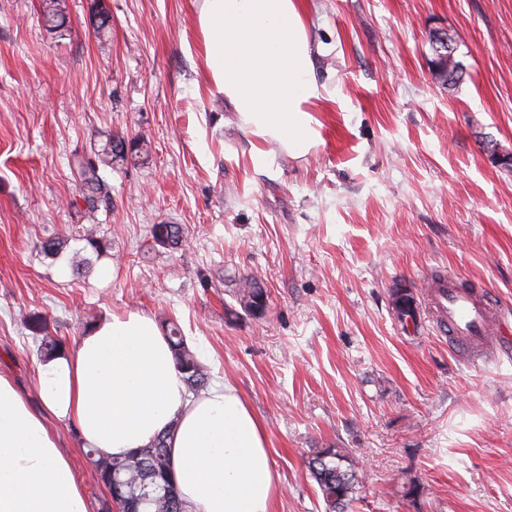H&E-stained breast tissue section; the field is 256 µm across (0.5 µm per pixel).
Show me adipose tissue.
<instances>
[{
    "label": "adipose tissue",
    "mask_w": 512,
    "mask_h": 512,
    "mask_svg": "<svg viewBox=\"0 0 512 512\" xmlns=\"http://www.w3.org/2000/svg\"><path fill=\"white\" fill-rule=\"evenodd\" d=\"M197 28L206 81L254 137L255 164L275 149L301 156L318 144L311 110L325 86L302 0H197ZM38 392L37 409L0 373V512H87L48 413L104 457L168 434L187 512H272L277 474L263 422L228 383L187 397L150 315H113L81 332L41 363Z\"/></svg>",
    "instance_id": "obj_1"
}]
</instances>
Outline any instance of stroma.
I'll return each instance as SVG.
<instances>
[{
    "instance_id": "obj_1",
    "label": "stroma",
    "mask_w": 512,
    "mask_h": 512,
    "mask_svg": "<svg viewBox=\"0 0 512 512\" xmlns=\"http://www.w3.org/2000/svg\"><path fill=\"white\" fill-rule=\"evenodd\" d=\"M303 2L321 140L259 166L206 85L196 0H103V37L94 0H65L63 37L41 0H0V369L37 400L29 313L70 342L141 311L176 322L265 423L274 512H325L308 461L329 447L356 463L350 512H512V349L473 363L395 310L397 290L419 300L450 274L512 328V0ZM441 29L454 85L429 70ZM140 133L147 158L105 169L112 201L87 214L68 157ZM155 224L186 246L158 245ZM49 237L67 243L54 259ZM248 275L263 315L232 295ZM49 426L88 512H107L73 426ZM152 235L158 244L169 248H180L184 242L182 230L177 224H155Z\"/></svg>"
}]
</instances>
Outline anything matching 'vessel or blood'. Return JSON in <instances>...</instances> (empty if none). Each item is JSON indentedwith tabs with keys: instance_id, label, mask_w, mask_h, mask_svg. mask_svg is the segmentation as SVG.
<instances>
[{
	"instance_id": "1",
	"label": "vessel or blood",
	"mask_w": 512,
	"mask_h": 512,
	"mask_svg": "<svg viewBox=\"0 0 512 512\" xmlns=\"http://www.w3.org/2000/svg\"><path fill=\"white\" fill-rule=\"evenodd\" d=\"M425 292L436 325L447 330L455 345L467 348L498 342L496 313L479 291L461 288L455 277L448 276L426 281Z\"/></svg>"
}]
</instances>
